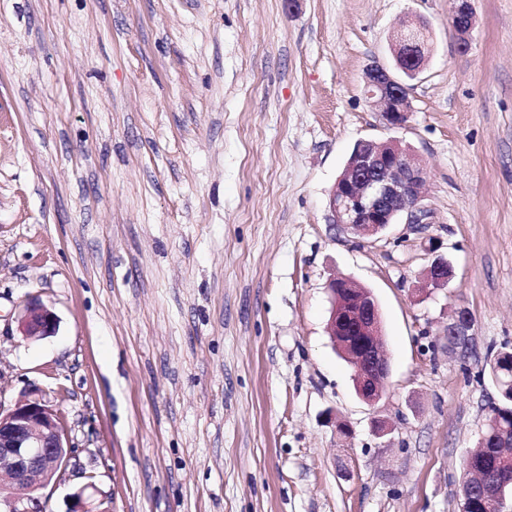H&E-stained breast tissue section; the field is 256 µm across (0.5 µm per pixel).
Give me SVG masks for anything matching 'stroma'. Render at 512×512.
I'll use <instances>...</instances> for the list:
<instances>
[{"mask_svg":"<svg viewBox=\"0 0 512 512\" xmlns=\"http://www.w3.org/2000/svg\"><path fill=\"white\" fill-rule=\"evenodd\" d=\"M473 6L463 49L449 0H0V404L40 389L75 448L45 512L89 481L102 512H460L512 350V0ZM411 17L432 51L392 127L363 86ZM362 139L422 157L426 230L334 228ZM334 276L379 305L374 405ZM32 299L53 335L23 336ZM328 288L332 296L329 336L352 366L359 396L374 405L380 400L390 374L389 359L380 336L377 302L370 291L349 279L335 277ZM349 323L361 336L359 341L347 334ZM338 336H344L345 341H340ZM369 383L376 385L373 392L365 389ZM472 319L465 308L454 312L445 326V335L448 336V348L464 354V345L469 343V331L471 330Z\"/></svg>","mask_w":512,"mask_h":512,"instance_id":"obj_1","label":"stroma"}]
</instances>
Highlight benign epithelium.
Segmentation results:
<instances>
[{"instance_id":"7a95c632","label":"benign epithelium","mask_w":512,"mask_h":512,"mask_svg":"<svg viewBox=\"0 0 512 512\" xmlns=\"http://www.w3.org/2000/svg\"><path fill=\"white\" fill-rule=\"evenodd\" d=\"M450 4L459 45L466 48L475 26L472 0H450ZM414 29L421 26L403 24L392 47L396 69L409 79L427 61V44L407 35ZM365 94L389 125L407 121L411 112L407 88L387 69L374 66L367 71ZM426 182L427 170L414 151L395 140H361L331 190L333 223L363 237L382 233L400 217L407 224H428L430 211L421 205ZM451 276L452 266L442 257L427 270V279L436 288L446 287ZM328 288L332 296L329 336L352 366L359 396L374 405L390 374L377 302L370 291L349 279L335 277ZM471 326L466 309L454 312L445 326L449 350L464 353ZM20 327L24 336L42 338L55 333L57 318L42 304L29 301ZM70 453L60 416L49 401L25 393L13 406H0V470L6 473V481H0V512H44L36 492L63 479ZM95 493L92 483L80 487L70 496L67 512H98Z\"/></svg>"}]
</instances>
